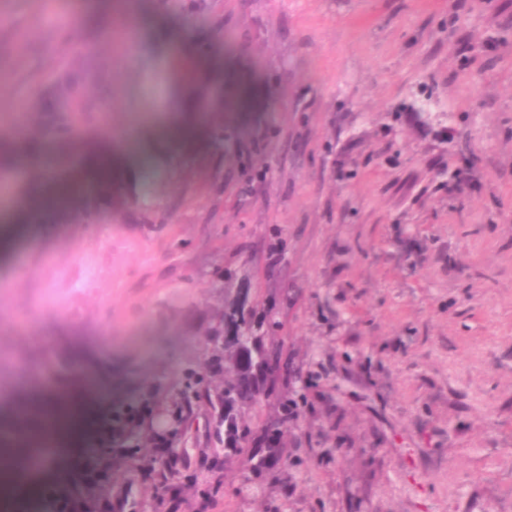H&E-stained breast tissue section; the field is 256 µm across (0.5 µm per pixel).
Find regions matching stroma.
Here are the masks:
<instances>
[{
  "label": "stroma",
  "mask_w": 512,
  "mask_h": 512,
  "mask_svg": "<svg viewBox=\"0 0 512 512\" xmlns=\"http://www.w3.org/2000/svg\"><path fill=\"white\" fill-rule=\"evenodd\" d=\"M82 0H0V142L32 86L69 100L78 154L131 114L152 166L113 185L93 223L0 237V405L66 395L77 371L112 386L92 460L17 512H149L128 428L165 413L172 447L216 448L204 407L180 427L168 394L211 371L206 331L229 301L276 309L312 375L280 440L299 458L238 494L252 462L190 470L218 512H512V0H154L221 72L199 89L208 131L165 142L179 88L153 45L117 49ZM252 85L230 104L222 77ZM224 129L216 140L213 127ZM72 361L77 371H62Z\"/></svg>",
  "instance_id": "stroma-1"
}]
</instances>
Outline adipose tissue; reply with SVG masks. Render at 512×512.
Returning <instances> with one entry per match:
<instances>
[{
  "label": "adipose tissue",
  "instance_id": "adipose-tissue-1",
  "mask_svg": "<svg viewBox=\"0 0 512 512\" xmlns=\"http://www.w3.org/2000/svg\"><path fill=\"white\" fill-rule=\"evenodd\" d=\"M122 10L130 26L132 40L147 38L161 47L178 49L187 67L181 72L186 86H194L208 78L216 65L210 52L200 51L186 40L180 28L166 24L160 18L150 17L144 0H96L83 14L86 22L101 16H111L113 10ZM143 122L131 125L124 136L121 150H113L110 134L97 140L75 156L62 173L55 172L58 150L52 134L36 137L30 147L14 146L0 164L7 173L42 172L37 182L24 196L23 221L49 231L65 214L74 211L83 201L87 186L105 180L109 173L134 165L141 158L140 132ZM97 403L88 404L78 397L68 399L50 396L41 391H31L18 403L0 410V512H10L20 498H39L44 489V477L22 469L20 463L35 454L39 448L51 446L52 460L47 463L49 476L62 479L58 462L78 458L90 436L100 424V399L106 393L102 386H94ZM28 412L33 420L23 433L14 430L18 411Z\"/></svg>",
  "mask_w": 512,
  "mask_h": 512
}]
</instances>
